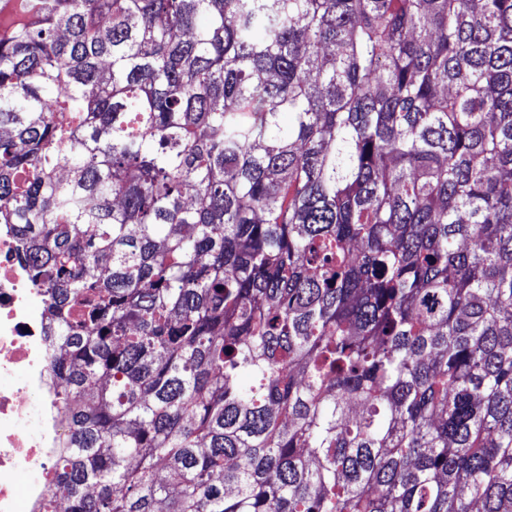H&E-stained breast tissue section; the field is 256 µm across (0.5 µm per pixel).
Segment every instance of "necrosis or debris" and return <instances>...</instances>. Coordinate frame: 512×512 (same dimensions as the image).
Returning <instances> with one entry per match:
<instances>
[{
  "mask_svg": "<svg viewBox=\"0 0 512 512\" xmlns=\"http://www.w3.org/2000/svg\"><path fill=\"white\" fill-rule=\"evenodd\" d=\"M0 226V512H45L53 471L68 445L59 353L46 336L45 293ZM26 475L18 486V475Z\"/></svg>",
  "mask_w": 512,
  "mask_h": 512,
  "instance_id": "4bbe7bcc",
  "label": "necrosis or debris"
}]
</instances>
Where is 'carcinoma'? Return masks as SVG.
<instances>
[{"label": "carcinoma", "mask_w": 512, "mask_h": 512, "mask_svg": "<svg viewBox=\"0 0 512 512\" xmlns=\"http://www.w3.org/2000/svg\"><path fill=\"white\" fill-rule=\"evenodd\" d=\"M0 224L63 512H512V0H0Z\"/></svg>", "instance_id": "cac0c4a2"}]
</instances>
